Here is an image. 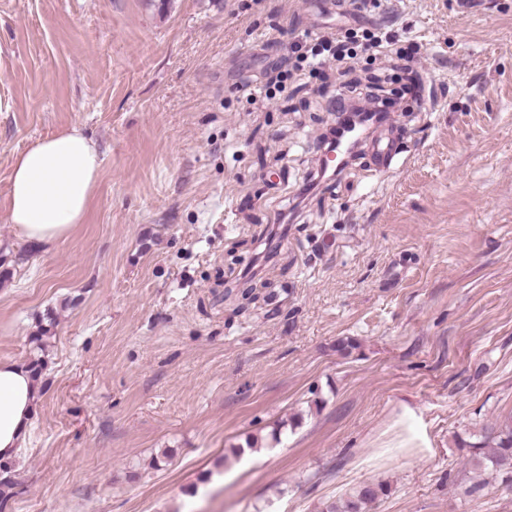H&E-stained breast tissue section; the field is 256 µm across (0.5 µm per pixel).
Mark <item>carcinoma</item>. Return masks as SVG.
<instances>
[{
	"label": "carcinoma",
	"mask_w": 512,
	"mask_h": 512,
	"mask_svg": "<svg viewBox=\"0 0 512 512\" xmlns=\"http://www.w3.org/2000/svg\"><path fill=\"white\" fill-rule=\"evenodd\" d=\"M469 452L471 472H486L512 485V411L499 417L493 427L485 430L474 442L465 443ZM388 492L383 483L367 482L353 488L321 512H372L380 498Z\"/></svg>",
	"instance_id": "carcinoma-1"
}]
</instances>
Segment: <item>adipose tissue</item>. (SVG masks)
I'll return each mask as SVG.
<instances>
[{
	"label": "adipose tissue",
	"instance_id": "ef3b65f1",
	"mask_svg": "<svg viewBox=\"0 0 512 512\" xmlns=\"http://www.w3.org/2000/svg\"><path fill=\"white\" fill-rule=\"evenodd\" d=\"M103 166L96 142L72 126L37 138L14 159L8 222L42 252L85 223ZM41 392L27 364L0 360V465L16 463Z\"/></svg>",
	"mask_w": 512,
	"mask_h": 512
}]
</instances>
